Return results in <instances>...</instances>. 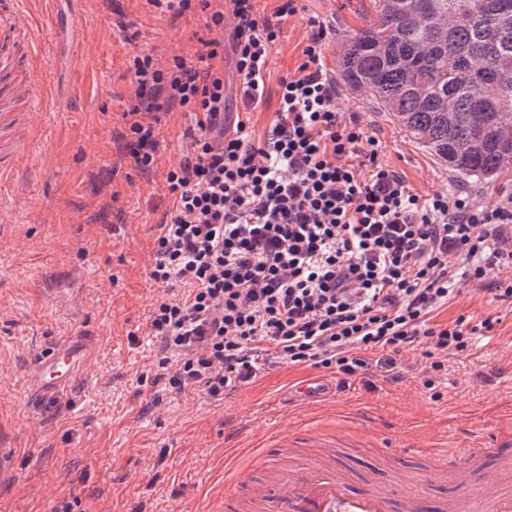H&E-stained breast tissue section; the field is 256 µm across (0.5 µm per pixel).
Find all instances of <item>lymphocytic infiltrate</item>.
Segmentation results:
<instances>
[{"label":"lymphocytic infiltrate","instance_id":"lymphocytic-infiltrate-1","mask_svg":"<svg viewBox=\"0 0 512 512\" xmlns=\"http://www.w3.org/2000/svg\"><path fill=\"white\" fill-rule=\"evenodd\" d=\"M180 15L199 5L211 38L198 65L136 56V102L117 138L122 156L152 176L160 114L194 116L190 145L167 172L171 204L156 226L150 278L168 289L150 316L158 365L172 391L213 398L250 384L265 365L322 368L337 390L385 373L403 381L402 357L421 351L424 387L469 351L492 319L434 323L452 282L512 304V194L490 203L458 190L415 193L379 160L380 141L342 119L335 78L321 67L327 31L309 21L303 60L280 80L263 137L251 117L263 102L284 0L270 16L257 0H149ZM230 29L243 108L224 127L223 29ZM377 356L368 362L367 353Z\"/></svg>","mask_w":512,"mask_h":512}]
</instances>
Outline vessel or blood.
Instances as JSON below:
<instances>
[{"instance_id": "obj_1", "label": "vessel or blood", "mask_w": 512, "mask_h": 512, "mask_svg": "<svg viewBox=\"0 0 512 512\" xmlns=\"http://www.w3.org/2000/svg\"><path fill=\"white\" fill-rule=\"evenodd\" d=\"M57 0H0V191L14 183L23 166L40 156L44 137L40 112L58 106L55 94L39 84L54 55L52 40L38 33L37 18L53 13ZM86 359L84 339L56 342L37 359L30 375L32 390L53 394L66 389ZM317 460L280 464L268 480H258L266 454H256L248 472L224 468V512H428L427 493L412 491L418 474L402 466L382 485L367 481L353 488L336 461L337 435L322 427L306 428ZM433 474L453 480L459 472L478 471L495 458L499 473L476 480L467 492L442 503L440 512H512V432L489 444H476L456 454L421 450Z\"/></svg>"}]
</instances>
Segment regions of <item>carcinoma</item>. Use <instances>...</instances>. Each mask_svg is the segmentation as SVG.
Instances as JSON below:
<instances>
[{"mask_svg":"<svg viewBox=\"0 0 512 512\" xmlns=\"http://www.w3.org/2000/svg\"><path fill=\"white\" fill-rule=\"evenodd\" d=\"M377 20L354 31L339 60L349 88L448 170L476 180L512 173V0H379ZM441 15L458 17L444 33ZM496 108L479 112L485 96ZM448 100V111H440ZM482 144L470 146L475 129Z\"/></svg>","mask_w":512,"mask_h":512,"instance_id":"carcinoma-1","label":"carcinoma"}]
</instances>
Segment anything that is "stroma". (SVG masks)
<instances>
[{
    "label": "stroma",
    "instance_id": "stroma-1",
    "mask_svg": "<svg viewBox=\"0 0 512 512\" xmlns=\"http://www.w3.org/2000/svg\"><path fill=\"white\" fill-rule=\"evenodd\" d=\"M282 23L251 114L262 136L278 107L279 79L302 60L308 22L330 28L321 63L336 74L352 31L375 19L376 0H299ZM55 54L41 82L61 109L44 115L41 156L5 195L0 224V512H224L225 453L309 424L338 430L368 419L373 434L342 451L352 470L418 445L464 448L512 431V307L475 285H455L437 319H493L470 354L448 360L436 390L413 374H381L339 392L333 377L305 366H267L255 381L217 400L178 394L159 379L148 318L164 290L149 277L156 232L171 200L166 174L186 152L192 114L162 116L151 178L121 158L114 138L134 103L130 63L153 53L193 64L208 32L200 8L180 17L146 0H58L43 22ZM337 107L359 113L381 142L380 159L422 195L465 189L484 201L512 193V176L486 183L448 170L411 141L368 98L340 90ZM85 339L84 365L54 397L36 395L29 373L53 342ZM322 379V397L302 399V377ZM440 399H432V392Z\"/></svg>",
    "mask_w": 512,
    "mask_h": 512
}]
</instances>
